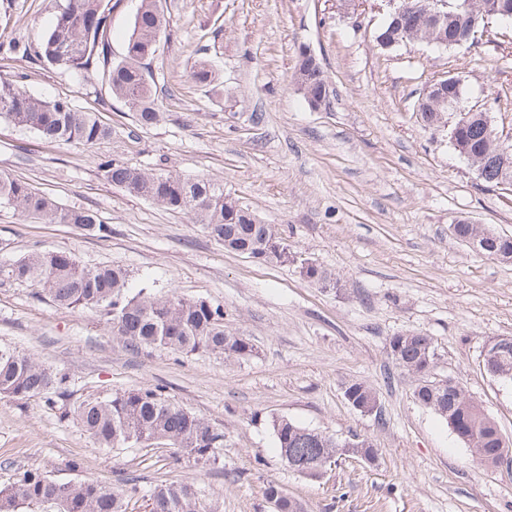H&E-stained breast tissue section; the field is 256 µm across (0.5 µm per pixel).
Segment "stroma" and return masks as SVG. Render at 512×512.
Listing matches in <instances>:
<instances>
[{
    "mask_svg": "<svg viewBox=\"0 0 512 512\" xmlns=\"http://www.w3.org/2000/svg\"><path fill=\"white\" fill-rule=\"evenodd\" d=\"M164 8L169 24L149 62L163 118L142 128L102 77L30 59L57 0H0V83L69 101L112 129L83 146L0 122V173L64 207L92 210L110 228L100 238L0 209V262L56 250L122 266L136 287L222 305L226 328L256 353L228 362L133 350L99 312L0 284V344L69 377L66 395L51 403L0 397V483L20 467L60 481L122 483L128 512H149L151 490L172 481L195 483L222 512H271V484L306 512H512V460L476 462L415 401L413 380L387 352L391 336H432L435 377L459 379L512 441V385L481 363L489 339L512 336V262L478 254L451 231L464 217L512 236V186L484 187L447 131L425 128L417 111L424 89L453 75L466 90L463 108L487 109L498 135L512 139V25L491 23L467 48L384 50L375 40L384 0H166ZM304 46L328 78L329 98L317 109L292 81ZM202 57L220 93L189 79ZM104 157L223 185L275 227L297 263L227 253L191 215L113 186L97 166ZM303 261L337 287L310 281ZM355 381L376 391L378 413L348 403ZM155 385L223 429V467L188 464L170 448L99 447L71 416L85 399ZM275 416L342 440L369 438L377 461L346 459L304 477L278 455ZM71 461L78 470H68Z\"/></svg>",
    "mask_w": 512,
    "mask_h": 512,
    "instance_id": "obj_1",
    "label": "stroma"
}]
</instances>
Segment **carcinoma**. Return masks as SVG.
Masks as SVG:
<instances>
[{"instance_id":"carcinoma-1","label":"carcinoma","mask_w":512,"mask_h":512,"mask_svg":"<svg viewBox=\"0 0 512 512\" xmlns=\"http://www.w3.org/2000/svg\"><path fill=\"white\" fill-rule=\"evenodd\" d=\"M67 11H57L54 24L43 33L35 57L57 69L74 73L100 72L112 95L127 102L138 126L150 127L162 117L156 103L146 61L158 48L168 19L161 0H140L123 58L112 60L107 29L112 11L121 0H63ZM512 21V0H456L454 12L431 32L411 37L406 22L390 15L376 36L383 49H395L417 39L437 47L457 48L470 43L471 32L483 24V14ZM191 80L209 87L215 80L212 64L201 58L190 70ZM293 79L304 91L310 106L319 108L328 97L324 70L314 55L304 50ZM448 109L462 103L461 80L437 87ZM0 120L35 131L49 143L94 145L110 137L111 129L90 112H81L62 99L45 100L11 83L0 84ZM451 144L465 160L479 161L480 180L493 188L512 185V151L505 154L491 120L484 112L459 117ZM98 168L112 185L127 194L150 201L169 211L190 214L195 223L224 245L230 253L269 263H283L277 249L266 250L269 241L282 242L269 224L242 208L224 194V187L206 179H186L142 171L112 159H102ZM0 208H11L42 224H73L105 235L109 232L97 215L85 209L65 208L28 184L0 174ZM456 239L485 242L482 254L496 258L512 254V236L461 218L453 225ZM33 285L53 304L66 309L96 310L106 317L112 335L135 349L163 348L182 354L199 351L226 360L253 355L250 339L224 327V310L203 299H185L174 292L157 294L147 287L134 291L130 273L112 265L87 266L65 251L34 252L17 260L0 262V283ZM503 344L495 363L498 378L512 382V336L498 338ZM394 365L416 382L413 396L443 420L483 463L498 465L512 456V443L501 437L495 420L466 395L464 389L431 386L429 365L435 363V346L423 332L392 336L388 342ZM69 376L29 354L0 345V396L31 398L67 392ZM348 400L376 399L364 382L345 389ZM82 430L102 448H145L163 440L196 464L220 465L224 458V430L212 426L191 411L171 402L161 386L139 387L89 398L73 408ZM271 428L282 460L288 468L310 478L319 477L323 458L344 447L336 436L302 426L285 417H274ZM265 496L276 499L280 512H304L302 503L277 486ZM127 491L121 487L86 480L59 482L38 469L15 472L0 484V512H36L50 505L55 512H127ZM150 512H220L193 483L170 482L151 491Z\"/></svg>"}]
</instances>
